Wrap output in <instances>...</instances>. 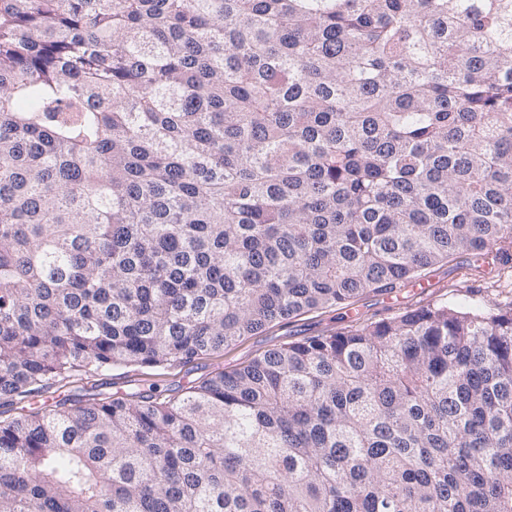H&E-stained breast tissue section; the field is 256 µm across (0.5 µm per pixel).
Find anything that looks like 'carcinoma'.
<instances>
[{"instance_id":"obj_1","label":"carcinoma","mask_w":512,"mask_h":512,"mask_svg":"<svg viewBox=\"0 0 512 512\" xmlns=\"http://www.w3.org/2000/svg\"><path fill=\"white\" fill-rule=\"evenodd\" d=\"M470 252L512 274V0H0V512H512V308L167 368Z\"/></svg>"}]
</instances>
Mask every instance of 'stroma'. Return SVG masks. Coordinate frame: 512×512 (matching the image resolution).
Wrapping results in <instances>:
<instances>
[{"label":"stroma","instance_id":"stroma-1","mask_svg":"<svg viewBox=\"0 0 512 512\" xmlns=\"http://www.w3.org/2000/svg\"><path fill=\"white\" fill-rule=\"evenodd\" d=\"M446 302L462 308H498L512 302V283L493 257L475 258L462 253L451 262L439 263L420 281L387 294H370L354 306L335 307L277 322L263 332L247 336L223 352L165 370L119 367L99 373L94 382L103 394L157 387L164 396L181 394L187 381L200 380L238 368L282 344L314 336L343 332L362 321H382L430 304Z\"/></svg>","mask_w":512,"mask_h":512}]
</instances>
